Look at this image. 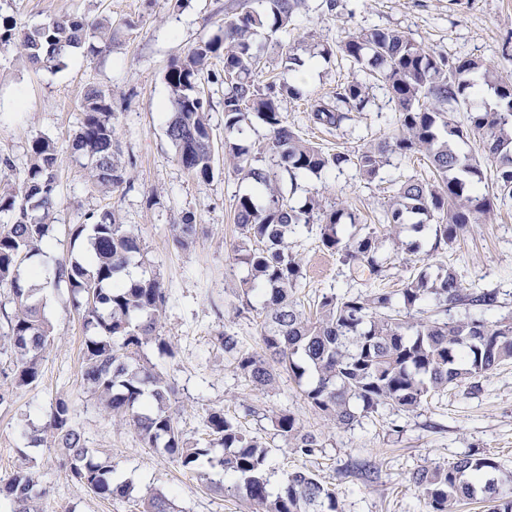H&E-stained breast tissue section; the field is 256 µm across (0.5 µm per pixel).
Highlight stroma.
I'll list each match as a JSON object with an SVG mask.
<instances>
[{
	"label": "stroma",
	"instance_id": "35a3bbf8",
	"mask_svg": "<svg viewBox=\"0 0 512 512\" xmlns=\"http://www.w3.org/2000/svg\"><path fill=\"white\" fill-rule=\"evenodd\" d=\"M240 0H0V16L17 27L30 28L62 15L112 20V45L103 52L86 49L66 59L64 66L31 65L14 45L0 44V191L17 186L30 164L33 139L53 140L61 158L59 194L53 209L45 262L84 251L86 238L73 232L89 215L114 213L134 230L167 297L159 333L170 351L144 347L141 358L174 389L170 412L188 441L207 446V412L223 409L267 449L272 485L303 467L338 492L341 512H425L420 490L409 480L422 465H451L461 455L481 450L502 459L512 473V363L500 365L477 386L462 385L436 394L422 407L403 413L380 408L350 429L338 428L316 413L287 371L278 370L272 389H254L226 358L218 338L237 335L245 348L262 347V319L253 310L238 309L233 290L245 269L233 248L242 239L234 222L235 199L242 184L224 158H217L214 177L201 183L180 165L166 135L173 110L165 74L170 65L221 34L224 19L239 10ZM306 0L293 18L290 34L259 33L265 47L255 80L270 78L296 84L300 95L283 98L280 110L300 135L330 151L354 152L394 126V106L386 90L339 57L317 60L310 82L298 80L286 56L296 39L311 47H335L346 25L386 26L404 31L414 42L451 58L491 60L512 71V0ZM224 60L211 57L200 88L209 103L211 138L224 148V85L218 76ZM357 80L369 87L370 102L356 121L328 132L309 123L306 110L314 99L335 91L338 83ZM101 88L112 103L114 140L125 170L123 184L111 192L94 187L87 169L73 160L69 145L83 118L88 86ZM414 157L384 167L373 182L353 169L330 171L302 182L296 199L319 190L325 204H339L373 223L377 212L407 176L424 175ZM199 226L195 245L182 250L173 227L186 215ZM399 242H385L382 254L388 270L383 287L402 288L416 268L432 271L452 266L469 288H496L499 307L471 316L495 321L512 314V207L495 211L471 225L453 250L413 254ZM301 258L306 279L296 294L302 305L323 293L366 289L338 255L326 251L315 226H301L288 239ZM43 311L53 326L51 344L41 364V376L0 405V480L8 479L22 462L37 471L45 490L37 512H143L149 493L165 494L175 512H242L240 499L217 491L224 482L220 468L204 475L183 472L158 448L147 447L136 430L106 412L82 378V348L89 335L75 312L65 285L49 291ZM64 398L87 447L111 457L116 475L130 486L127 497L102 500L89 495L59 468L58 450L43 439L51 402ZM289 412L322 446L304 458L290 448L274 426ZM41 436L33 445L32 436Z\"/></svg>",
	"mask_w": 512,
	"mask_h": 512
}]
</instances>
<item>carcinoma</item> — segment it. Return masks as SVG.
<instances>
[{"label":"carcinoma","mask_w":512,"mask_h":512,"mask_svg":"<svg viewBox=\"0 0 512 512\" xmlns=\"http://www.w3.org/2000/svg\"><path fill=\"white\" fill-rule=\"evenodd\" d=\"M303 0H245L241 10L224 19V32L171 64L165 81L174 110L166 133L182 167L202 183L214 176L209 111L199 85L208 59L224 56V158L241 181L255 188L242 193L235 205V223L246 241L235 248L247 275L236 287L244 309L254 308L251 297L263 298L262 351H249L238 337H218L224 353L256 388L275 381L274 367L305 382L308 404L340 428L388 405L413 412L433 395L463 383L475 385L498 366L512 361V315L490 322L484 318H455L459 307H497L494 290L469 289L452 267L431 276L418 268L397 290L372 288L366 294H323L313 314L295 298L304 280L300 258L288 237L301 224H316L322 246L342 263L368 275L385 278L382 236L397 241L410 228L431 226L432 249L456 248L481 217L512 204V75L500 73L491 61L448 56L415 43L403 32L374 26L345 32L336 50L353 66L385 86L395 103L394 130L351 154L330 152L303 139L280 111V100L299 95L285 82L255 84L256 64L263 59L258 30L285 31ZM0 43L20 48L33 65L58 68L64 60L88 47L101 52L112 45V20L63 15L33 29L4 22ZM493 90L495 105L473 106L478 93L475 76ZM367 87L347 81L332 99H318L308 120L327 129L340 128L351 114L364 110ZM463 120H455V113ZM112 105L95 86L86 89L83 119L71 145V156L86 160L91 183L112 190L124 182L114 145ZM265 129L256 150L233 141L253 121ZM479 138L481 158L463 153L455 141ZM420 154L430 175L404 180L389 200L378 223H356L340 205L326 207L319 192H310L299 205L286 199L281 187L324 171L353 167L374 180L394 156ZM494 165L495 190L481 191L484 162ZM59 152L53 141L37 137L30 145V165L21 183L0 192V288L10 290L14 312L4 336L12 358L10 385L26 388L39 379L41 361L53 327L33 289L21 283V258L42 251L49 237L59 186ZM87 235L90 259L72 254L58 263L54 283H65L74 307L81 311L93 335L85 341L82 377L103 407L122 417L144 444L162 447L185 472L195 473L208 463L234 477L219 488L240 497L248 512H339L336 491L323 485L305 468L287 474L273 489L267 473V450L239 424L212 409L206 415L211 442L200 447L183 438L168 411L172 389L167 381L137 356L153 344L166 353L169 346L157 333L166 294L157 276L147 271L132 276L130 268L145 264L140 237L115 214L104 212L91 224H81L75 236ZM192 216L174 227L182 249L194 242ZM433 301L430 314L423 303ZM276 425L291 448L311 456L318 437L303 429L291 413L279 415ZM46 428L61 450V465L71 480L101 499L124 497L129 485L113 478L108 456L85 448L81 431L71 418L70 403H51ZM498 458L472 451L450 466H420L411 473L426 512H458L462 502L479 499L488 512H512V495L501 492ZM38 478L22 464L0 484V499L10 512H34ZM144 512H174L160 492L145 501Z\"/></svg>","instance_id":"obj_1"}]
</instances>
